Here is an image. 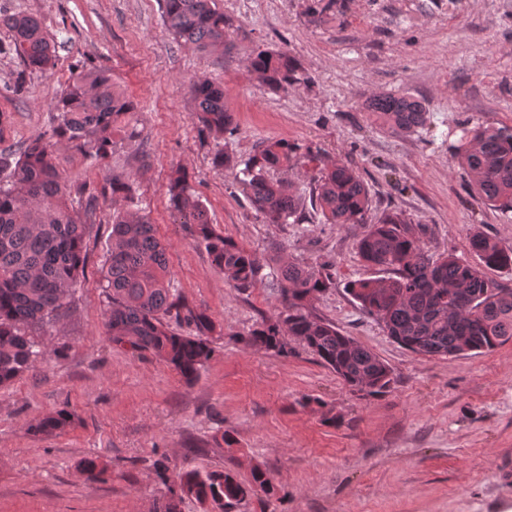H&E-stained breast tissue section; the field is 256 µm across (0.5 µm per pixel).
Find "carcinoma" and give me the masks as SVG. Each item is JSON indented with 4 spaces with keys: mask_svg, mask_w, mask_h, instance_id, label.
Wrapping results in <instances>:
<instances>
[{
    "mask_svg": "<svg viewBox=\"0 0 512 512\" xmlns=\"http://www.w3.org/2000/svg\"><path fill=\"white\" fill-rule=\"evenodd\" d=\"M162 13L173 34L204 47L224 44L230 18L211 0H162ZM13 32V47L25 69L47 72L55 67V50L39 21L28 15L3 16ZM252 68L272 90L300 80L294 60L282 51L262 50ZM195 117L214 139L224 138L233 124L224 105V89L209 82L192 86ZM398 134L423 127V106L410 98L379 95L368 105ZM47 138L33 140L13 153L0 151V387L29 371L37 361L40 342L34 332L48 334L72 309L84 279V240L92 227L98 199L110 193L132 195L129 182L112 178L101 187L73 186L54 162L49 144L67 141L102 165L112 155L116 124L133 110L112 92V75L102 67H83L57 100ZM454 158L469 174L477 197L512 212V129L492 125L464 127ZM217 170L238 167L249 202L267 224H297L304 204L270 172L295 164L313 168L310 204L328 224H364L357 242L364 264L384 277H359L346 289L360 310L378 321L387 336L405 349L427 356H457L491 351L512 342V288L487 276L488 269H512V250L503 249L488 234L468 236L473 264L453 253L433 255L422 246L427 229L393 212L376 224L367 223L370 191L356 170L346 165L322 166L320 150L284 139L265 140L243 162L218 148L212 154ZM178 222L205 246L215 267L240 293L257 287L270 266L277 281L281 309L264 317L240 340L249 347L288 357L299 345L332 370L353 393L374 397L394 383L389 365L378 355L318 316L314 303L336 287V272L319 264L284 261L280 249L265 261L257 253L210 224L206 205L189 191L185 173L174 172L167 187ZM166 252L155 225L137 213L112 218V248L100 288L106 299L105 329L110 343L143 356L150 354L192 382L214 356L213 337L223 328L209 314L183 299L167 279ZM71 414L58 411L42 418L36 429L45 434L65 431ZM163 491L155 512H182L187 499L203 512H234L256 497L267 512H276L280 488L256 464L250 476L238 478L230 469L202 473L196 469L169 471L155 463ZM93 480L108 474L98 458L83 462Z\"/></svg>",
    "mask_w": 512,
    "mask_h": 512,
    "instance_id": "obj_1",
    "label": "carcinoma"
}]
</instances>
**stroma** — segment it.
<instances>
[{"label": "stroma", "instance_id": "1", "mask_svg": "<svg viewBox=\"0 0 512 512\" xmlns=\"http://www.w3.org/2000/svg\"><path fill=\"white\" fill-rule=\"evenodd\" d=\"M213 4L233 25L223 46L204 50L174 37L160 0H0L4 13L35 17L56 48L54 69L24 72L0 27V150L45 134L65 77L82 65L110 68L113 91L134 104L106 165L68 142L52 146L70 184L116 176L133 196L99 198L71 312L44 337L35 367L0 388V512H154L158 459L243 478L261 464L284 494L277 512H512V342L457 357L395 343L345 289L370 274L356 250L364 225L311 211L298 224L264 223L234 171L213 168L215 142L192 118L191 93L198 81L223 86L234 127L226 152L245 158L268 139L316 147L324 164L359 172L370 219L400 212L428 225L429 252L469 258L473 229L512 249V213L475 197L450 151L463 126L512 127V0ZM264 49L293 57L300 82L264 86L251 68ZM388 93L420 102L425 127L397 135L383 126L367 103ZM177 170L218 233L261 256L275 243L283 259L333 263L336 286L316 309L390 366L387 393L354 395L304 349L283 358L242 343L280 309L277 286L267 278L239 293L175 223L167 184ZM118 210L150 218L178 293L224 327L192 383L156 358L113 349L104 334L100 279ZM304 396L318 406H298ZM62 409L72 426L36 433ZM328 410L340 423H324ZM225 433L233 445L217 446ZM92 457L109 463L106 481L87 479Z\"/></svg>", "mask_w": 512, "mask_h": 512}]
</instances>
